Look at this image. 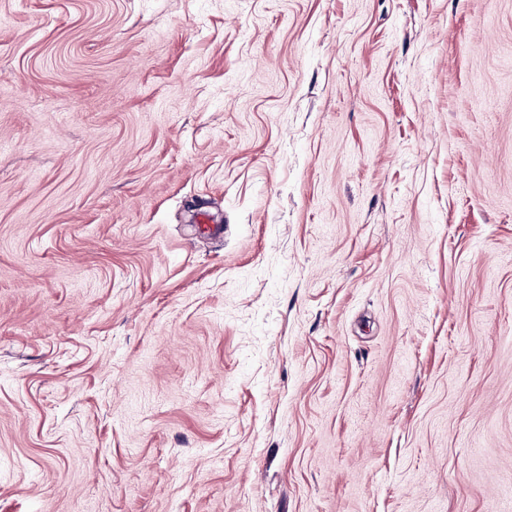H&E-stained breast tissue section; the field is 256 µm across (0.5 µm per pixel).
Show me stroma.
<instances>
[{
	"label": "stroma",
	"instance_id": "obj_1",
	"mask_svg": "<svg viewBox=\"0 0 512 512\" xmlns=\"http://www.w3.org/2000/svg\"><path fill=\"white\" fill-rule=\"evenodd\" d=\"M0 512H512V0H0Z\"/></svg>",
	"mask_w": 512,
	"mask_h": 512
}]
</instances>
